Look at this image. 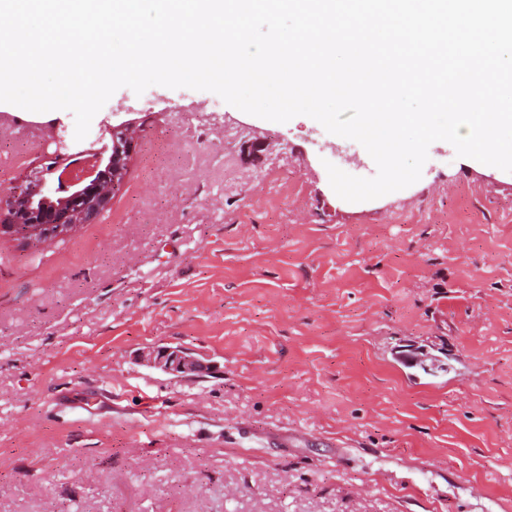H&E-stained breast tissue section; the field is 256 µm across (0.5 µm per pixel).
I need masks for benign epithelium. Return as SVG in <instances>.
<instances>
[{"label": "benign epithelium", "instance_id": "1", "mask_svg": "<svg viewBox=\"0 0 512 512\" xmlns=\"http://www.w3.org/2000/svg\"><path fill=\"white\" fill-rule=\"evenodd\" d=\"M102 135L109 141L99 139L71 153L56 125H48L43 162L25 180L0 191V236L45 249L108 212L130 172L140 125L105 123ZM138 359L177 379H196L207 369L198 354L183 347L148 346Z\"/></svg>", "mask_w": 512, "mask_h": 512}]
</instances>
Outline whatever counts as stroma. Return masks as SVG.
<instances>
[{"instance_id":"1","label":"stroma","mask_w":512,"mask_h":512,"mask_svg":"<svg viewBox=\"0 0 512 512\" xmlns=\"http://www.w3.org/2000/svg\"><path fill=\"white\" fill-rule=\"evenodd\" d=\"M128 120L101 221L0 238V512H512V172L436 141L348 202L377 167L308 116L122 87L85 140ZM41 153L0 130V185ZM138 359L143 365L177 379H196L207 369L198 354L183 347L148 346L139 352Z\"/></svg>"}]
</instances>
